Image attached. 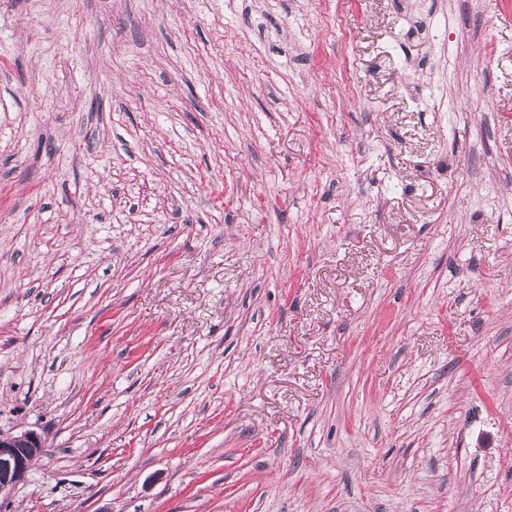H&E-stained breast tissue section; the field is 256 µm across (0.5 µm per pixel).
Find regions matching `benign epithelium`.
Masks as SVG:
<instances>
[{
  "label": "benign epithelium",
  "mask_w": 512,
  "mask_h": 512,
  "mask_svg": "<svg viewBox=\"0 0 512 512\" xmlns=\"http://www.w3.org/2000/svg\"><path fill=\"white\" fill-rule=\"evenodd\" d=\"M43 448L45 440L35 430L15 433L0 429V494L9 493L25 482Z\"/></svg>",
  "instance_id": "obj_1"
}]
</instances>
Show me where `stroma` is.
Segmentation results:
<instances>
[{"label":"stroma","instance_id":"stroma-1","mask_svg":"<svg viewBox=\"0 0 512 512\" xmlns=\"http://www.w3.org/2000/svg\"><path fill=\"white\" fill-rule=\"evenodd\" d=\"M0 512H512V0H0ZM45 448V440L35 430L0 429V495L24 483L33 463Z\"/></svg>","mask_w":512,"mask_h":512}]
</instances>
